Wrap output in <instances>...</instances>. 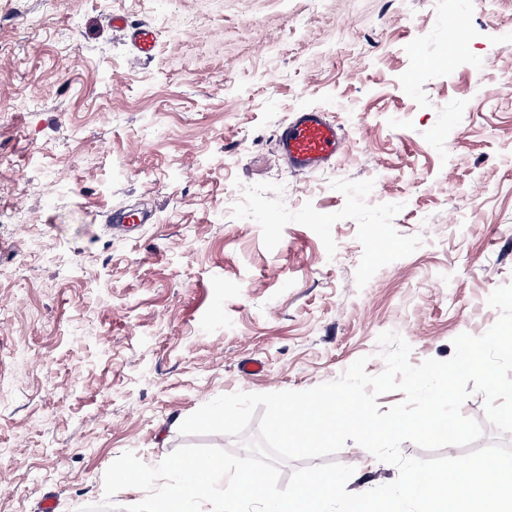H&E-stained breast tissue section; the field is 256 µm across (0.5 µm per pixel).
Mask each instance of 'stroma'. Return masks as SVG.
Returning a JSON list of instances; mask_svg holds the SVG:
<instances>
[{
  "label": "stroma",
  "instance_id": "obj_1",
  "mask_svg": "<svg viewBox=\"0 0 512 512\" xmlns=\"http://www.w3.org/2000/svg\"><path fill=\"white\" fill-rule=\"evenodd\" d=\"M114 14L155 28L150 59ZM509 28L512 0H0V512L101 504L127 451H237L179 427L362 356L379 374L381 332L417 365L493 326ZM309 109L347 148L296 174L276 136ZM120 208L153 219L116 235ZM333 459L353 493L398 475L351 441Z\"/></svg>",
  "mask_w": 512,
  "mask_h": 512
}]
</instances>
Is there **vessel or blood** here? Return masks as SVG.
<instances>
[{"mask_svg":"<svg viewBox=\"0 0 512 512\" xmlns=\"http://www.w3.org/2000/svg\"><path fill=\"white\" fill-rule=\"evenodd\" d=\"M114 30L129 37L138 57H151L156 33L147 25L130 26L121 16L111 18ZM278 150L288 168L313 172L340 156L347 145L344 132L325 112L306 110L296 113L277 132Z\"/></svg>","mask_w":512,"mask_h":512,"instance_id":"obj_1","label":"vessel or blood"}]
</instances>
